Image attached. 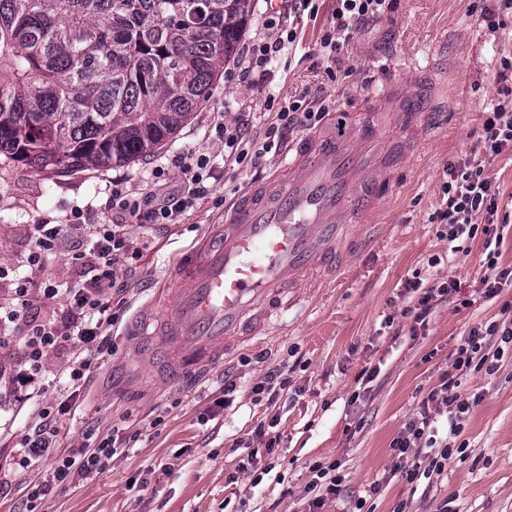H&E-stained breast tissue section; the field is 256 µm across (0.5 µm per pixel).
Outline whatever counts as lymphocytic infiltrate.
<instances>
[{"mask_svg": "<svg viewBox=\"0 0 512 512\" xmlns=\"http://www.w3.org/2000/svg\"><path fill=\"white\" fill-rule=\"evenodd\" d=\"M395 0H336L333 26L327 27L320 46L328 57H336L345 45L370 20L388 15ZM317 0H280L265 20L268 28L278 30L274 41H258L248 47L242 75L252 84L269 83L270 63L285 44L296 36L294 19L304 14H317ZM274 106L276 120L268 129L269 139L283 141L294 129L316 126L325 117L324 109H313L307 103L294 101ZM481 149L484 156H494L512 149V104L501 103L485 118L482 127ZM214 139L224 145V164H247L253 169L263 166L264 150L251 149L245 137L242 120H217L210 129ZM172 164L180 173L176 189L168 192L148 191L140 195L129 194L120 183H113L108 208L112 221L108 224L89 225L81 214L56 220L44 218L30 228L32 247L26 263L28 273H12L0 267V279L11 278L14 285L11 301L0 305V326L15 325L24 336L25 360L15 371L12 381L23 388L39 392L43 386L42 367L45 357L63 345L73 349L70 364L62 370L71 394H78L87 372L96 356L108 352L110 343L103 328L112 324L115 312L112 299L123 289L117 271L119 267L136 263L143 255L127 230L128 225L175 224L192 208L194 203L211 194L212 179L217 167L211 157L187 151L175 156ZM448 179L444 185L446 208L441 215L447 226L449 240L474 235L475 219L483 217L485 234L483 248L498 246L499 238L493 224L499 207V190L485 174L481 158L469 155L447 167ZM68 236L79 238L83 251L74 259L82 271L78 278L66 284L49 279H37L30 270L42 267L45 259L56 252L59 242ZM407 288L415 293L411 306L401 310V317L426 327L435 306L446 301L455 292L457 283L447 278L431 287L421 282H408ZM62 298L63 308L56 318L41 320L33 312L37 302ZM502 321L470 329L467 337L456 348L450 364L438 385L428 394L419 414L415 416L394 441L397 463L394 476L416 483L441 475L452 456L451 438L456 437L460 423L471 405L461 398L456 388V374L482 369L489 360L493 346L512 345V305L503 306ZM71 411L70 402H61L57 410L42 409L33 431L22 442L19 450L23 459L46 458L53 446L63 417ZM112 440H103L97 448H76L63 456L53 467L52 483L38 484L34 492L47 494L52 484L69 482L73 475L95 478L105 460L113 455Z\"/></svg>", "mask_w": 512, "mask_h": 512, "instance_id": "obj_1", "label": "lymphocytic infiltrate"}]
</instances>
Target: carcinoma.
Instances as JSON below:
<instances>
[{"label": "carcinoma", "mask_w": 512, "mask_h": 512, "mask_svg": "<svg viewBox=\"0 0 512 512\" xmlns=\"http://www.w3.org/2000/svg\"><path fill=\"white\" fill-rule=\"evenodd\" d=\"M254 0H0V157L128 166L191 119Z\"/></svg>", "instance_id": "1"}]
</instances>
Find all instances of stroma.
Masks as SVG:
<instances>
[{
	"label": "stroma",
	"mask_w": 512,
	"mask_h": 512,
	"mask_svg": "<svg viewBox=\"0 0 512 512\" xmlns=\"http://www.w3.org/2000/svg\"><path fill=\"white\" fill-rule=\"evenodd\" d=\"M334 7V0H320L317 17L296 21L297 40L273 62L269 86L240 82L234 62H226L209 99L153 157L67 174L0 160V265L17 267L31 247L28 228L39 218L80 209L88 223H111L106 202L114 178L136 192L160 167L166 185H177L171 159L187 149L223 163V145L208 135L216 113L229 121L250 113L248 137L259 144L275 120L267 95L285 102L315 93L338 111L367 113L383 82L412 85L424 67L445 75L438 109L446 121L397 170L392 192L369 218V236L349 260V274L316 291L306 310H291L259 344L182 385L155 370L127 327L160 295H172L174 262L223 220L226 205L255 173L219 171L212 194L182 223L149 236L135 273H118L126 289L115 298L119 317L107 329L112 351L93 365L56 442L62 453L112 436L118 449L95 479L74 476L37 502V512H304L314 466L335 463L344 478L341 492L326 497L320 512H357L362 498L372 512H437L443 503L451 512H512L511 348L494 358L493 372L460 377L459 392L473 406L429 493L390 475L394 439L449 370L462 336L501 321L503 304L512 303L511 283L496 296L484 293L491 271L483 233L451 242L438 219L448 163L477 150L486 113L512 99V77L500 76L502 59H512V17L492 32L478 19L482 0H397L390 17L365 26L345 46L336 67L352 75L334 82L320 50ZM485 172L499 189L497 266L512 269V151L490 158ZM416 277L427 287L451 278L458 289L414 333L397 312L412 305L415 296L405 286ZM374 368L378 377L363 398L352 400L362 373ZM273 369L287 378L285 389L272 398L255 395ZM228 380L235 385L229 405ZM67 397L51 385L8 411L0 428V512H26L33 486L49 479L48 461L19 466L11 457L40 410Z\"/></svg>",
	"instance_id": "1"
}]
</instances>
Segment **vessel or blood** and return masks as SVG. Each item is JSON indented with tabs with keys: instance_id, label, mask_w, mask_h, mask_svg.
Masks as SVG:
<instances>
[{
	"instance_id": "vessel-or-blood-1",
	"label": "vessel or blood",
	"mask_w": 512,
	"mask_h": 512,
	"mask_svg": "<svg viewBox=\"0 0 512 512\" xmlns=\"http://www.w3.org/2000/svg\"><path fill=\"white\" fill-rule=\"evenodd\" d=\"M386 106L406 128L429 122L403 85L384 91ZM303 136L266 180L250 185L208 236L175 265L176 290L165 310L139 318L133 336L167 338L178 380H188L258 339L308 293L340 278L362 242L349 218L356 179L366 181L370 212L394 184L393 170L375 176L373 156L357 143L360 115Z\"/></svg>"
}]
</instances>
